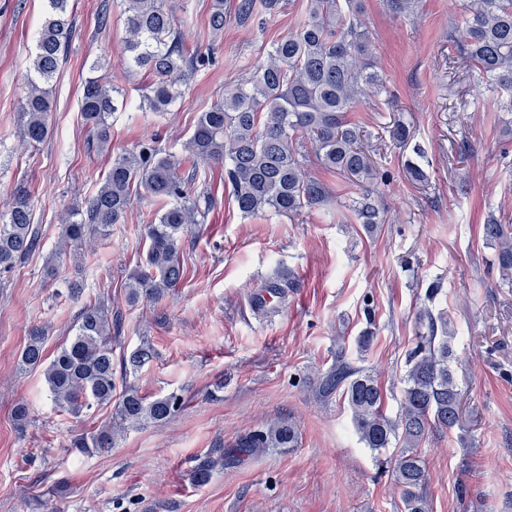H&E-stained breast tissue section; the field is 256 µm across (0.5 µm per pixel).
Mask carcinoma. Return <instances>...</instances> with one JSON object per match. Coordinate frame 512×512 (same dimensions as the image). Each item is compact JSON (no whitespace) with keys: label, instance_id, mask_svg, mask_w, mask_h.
Instances as JSON below:
<instances>
[{"label":"carcinoma","instance_id":"obj_1","mask_svg":"<svg viewBox=\"0 0 512 512\" xmlns=\"http://www.w3.org/2000/svg\"><path fill=\"white\" fill-rule=\"evenodd\" d=\"M48 17L42 25L24 97L23 137L40 143L49 135L52 109L50 83L64 61L72 27L71 0H45ZM127 14L125 48L131 67L155 77L143 96L151 112H166L182 95V87L210 65L209 55L191 50L176 25L168 0H123ZM394 15L414 12L417 0H385ZM279 7V0H235L224 9L214 0L208 24L219 33L235 20L255 23ZM461 39L449 37L460 55L469 59L475 79L493 91V108L512 113V0H460ZM373 34L363 0H308L306 13L295 29L272 44L268 59L244 81L224 87L222 98L200 113L185 144V158L163 152L155 141L113 159L95 194L72 208L62 221L60 243L80 249L99 231L124 221L132 196L144 191L164 203L144 219L148 249L143 269L127 283L128 300L158 299L183 276L180 236L187 225L204 223L211 200L190 194L200 166L224 165L237 210L244 217L272 211L298 216L332 201L327 186L309 170L306 144L324 168L357 180L360 195L345 204L355 223L371 230L385 223V210L376 186L387 174L380 171L361 145L363 131L347 114L360 102L363 87L384 86L377 70ZM116 89L101 78L86 81L81 112L97 147L111 144L109 119L116 111ZM406 160L405 169L416 181L427 174L419 162L422 150ZM188 165L190 175L179 172ZM483 235L495 249L499 276L512 281V224L491 216ZM38 243L25 193L15 195L0 219V271L9 270ZM439 285L425 290L427 304L417 319L421 332L407 354L404 388L398 418L383 413L384 392L373 376L336 355V362L319 377V394H345L355 430L365 447L392 451L391 477L400 491L403 512H429L428 474L419 445L432 432L452 431L460 424L461 389L456 374L454 329L448 313L433 311L430 303ZM66 339L45 361L43 331L29 336L20 355L23 369L43 368L51 400L61 411L78 417L94 407L112 404L116 390L113 365L112 310L101 302L82 306ZM152 349L140 347L123 357L124 370L143 367ZM181 399L170 394L148 401L133 389L125 391L117 407V421L95 433L76 437L71 447L81 453L110 448L117 430L145 422L165 421L179 410ZM292 424L277 421L250 430L224 450V464L257 456L271 449L293 448Z\"/></svg>","mask_w":512,"mask_h":512}]
</instances>
